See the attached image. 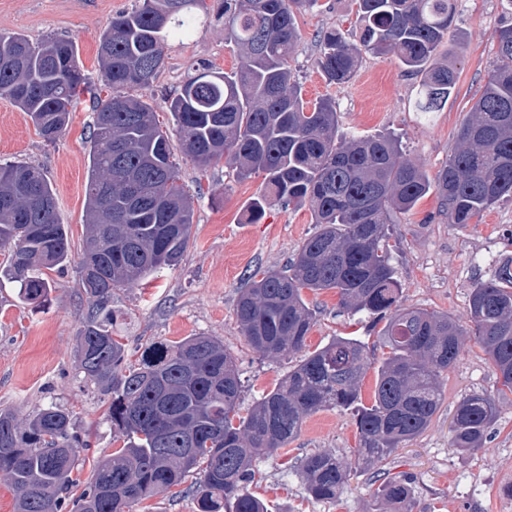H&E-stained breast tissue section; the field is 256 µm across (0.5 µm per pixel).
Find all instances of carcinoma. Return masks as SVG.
I'll return each mask as SVG.
<instances>
[{
    "mask_svg": "<svg viewBox=\"0 0 512 512\" xmlns=\"http://www.w3.org/2000/svg\"><path fill=\"white\" fill-rule=\"evenodd\" d=\"M317 2L220 0L213 10L205 0H136L109 21L99 64L110 95L94 101L85 187L79 285L88 310L77 361L83 377L110 396L108 420L123 445L95 466L77 494L72 474L87 444L70 412L52 405L20 418L1 409L0 479L15 492V512H133L189 476L198 512H267L248 491L261 478L257 463L285 447L308 416L352 410L362 460H383L429 427L440 405V377L470 333L512 392V263L473 289L469 332L446 315L402 305L388 243L394 217L431 192L452 224H469L512 199V20L498 30L494 68L453 155L431 176L404 156L394 135L340 140L335 102L319 99L309 108L303 101L291 65L296 13ZM455 14L456 0H358V40L325 31L319 67L328 82L344 84L362 55L393 56L421 78L417 111L437 112L457 81L443 51ZM212 15L224 19L225 44L241 63L230 73L199 63L166 99L181 152L202 169L222 158L243 178L263 173L252 222L273 206L307 205L316 224L287 269L251 274L236 303L241 332L264 356L299 352L316 319L304 291H336L341 308L386 321L389 354L368 405L360 396L368 350L355 338L338 337L307 354L242 417L236 360L213 337L152 342L134 365L114 337L115 291L176 266L194 220L167 132L154 107L127 90L153 89L168 42L189 37ZM87 88L74 39L33 44L20 33H0V96L27 113L46 142L62 137ZM100 185L108 189L107 205L95 194ZM0 250L7 253L0 276L17 284L22 299L47 302L54 288L47 271L66 266L72 253L55 190L38 166H0ZM497 412L490 394L465 397L452 418L451 445L483 447ZM300 475L308 495L328 501L350 472L322 451L301 460ZM413 495L408 479L376 490L403 512Z\"/></svg>",
    "mask_w": 512,
    "mask_h": 512,
    "instance_id": "carcinoma-1",
    "label": "carcinoma"
}]
</instances>
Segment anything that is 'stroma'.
Here are the masks:
<instances>
[{
	"instance_id": "stroma-1",
	"label": "stroma",
	"mask_w": 512,
	"mask_h": 512,
	"mask_svg": "<svg viewBox=\"0 0 512 512\" xmlns=\"http://www.w3.org/2000/svg\"><path fill=\"white\" fill-rule=\"evenodd\" d=\"M134 4L0 0V32L20 33L34 43L50 35L72 37L79 64L96 88L100 36L112 16ZM509 18L512 13L503 0H457L455 27L448 36L457 83L447 104L436 112L417 111L420 78L390 56L363 55L349 83L325 79L318 66V36L329 28L354 34L356 0H320L318 8L298 15L292 65L304 100L335 101L341 135L394 133L404 153L433 175L457 146L458 133L495 60L497 31ZM166 54L167 67L146 94L163 123L170 118L165 97L179 89L193 64L205 61L228 72L239 63L238 53L224 42L220 20L199 27L189 39L170 42ZM92 107V98L82 96L65 135L50 145L27 113L0 97V164L29 163L46 172L76 249L84 233ZM176 160L194 199L190 246L177 266L161 269L142 286L117 291L114 306L120 317L115 333L123 337L132 364L150 342L172 343L199 334L218 338L238 360L244 383L240 410L245 413L274 389L299 357L271 359L247 345L235 313L239 291L256 269L288 266L314 233V217L305 206H275L260 223H250L249 206L263 186L262 174L240 178L221 161L202 170L184 155ZM389 244L404 306L437 311L469 326L472 288L512 258V200L486 211L478 222L452 224L437 197L427 195L411 211L397 215ZM49 277L58 287L42 306L22 302L15 284L0 283V408L22 417L52 404L69 409L75 430L89 442L73 473L83 486L91 479L94 461L109 456L122 441L107 418L108 396L86 382L76 367L79 317L87 309L77 286L78 265L70 263ZM304 298L316 312L307 351L339 336H353L367 345L374 365L361 382V398L370 402L375 364L388 352L383 322L344 312L331 290L308 291ZM498 387L480 345L465 338L458 363L441 378V404L422 434L402 443L385 460L366 465L358 458L352 412L324 409L309 416L285 448L260 460L262 477L250 491L266 503L268 512H380L377 487L409 476L414 488L411 512H512V393H499ZM476 392L494 395L498 414L483 447L462 451L451 447L449 427L459 402ZM317 451L335 454L350 470L347 485L331 501L308 497L297 472L300 459Z\"/></svg>"
}]
</instances>
